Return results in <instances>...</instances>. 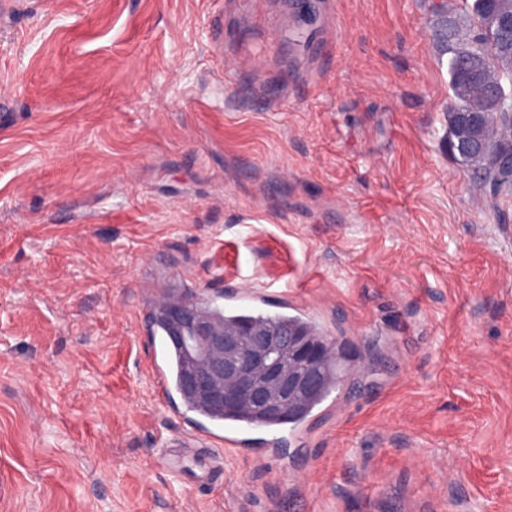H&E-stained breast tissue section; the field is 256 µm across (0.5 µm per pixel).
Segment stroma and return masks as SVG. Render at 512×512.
I'll return each mask as SVG.
<instances>
[{
    "mask_svg": "<svg viewBox=\"0 0 512 512\" xmlns=\"http://www.w3.org/2000/svg\"><path fill=\"white\" fill-rule=\"evenodd\" d=\"M452 3L0 14V512H512V199L448 150ZM245 285L378 356L280 457L174 472L149 317Z\"/></svg>",
    "mask_w": 512,
    "mask_h": 512,
    "instance_id": "stroma-1",
    "label": "stroma"
}]
</instances>
